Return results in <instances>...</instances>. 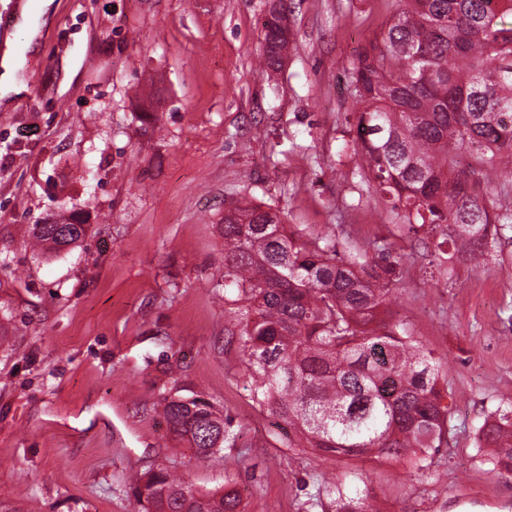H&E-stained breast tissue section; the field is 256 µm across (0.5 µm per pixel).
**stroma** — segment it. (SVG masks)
Here are the masks:
<instances>
[{"label":"stroma","mask_w":512,"mask_h":512,"mask_svg":"<svg viewBox=\"0 0 512 512\" xmlns=\"http://www.w3.org/2000/svg\"><path fill=\"white\" fill-rule=\"evenodd\" d=\"M0 0V52L24 51L0 101V512H137L128 477L173 464L245 512H304L318 481L362 474L381 512H512L478 427L512 403V240L481 266L430 271L400 238L404 319L444 364L453 429L434 477L408 461L317 459L253 402L224 301V212L366 240L390 216L360 181L347 75L398 0H292V45L263 70L270 0H53L22 26ZM88 225L34 247L33 225ZM203 395L243 433L200 463L168 460L159 404Z\"/></svg>","instance_id":"obj_1"}]
</instances>
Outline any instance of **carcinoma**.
Segmentation results:
<instances>
[{
	"label": "carcinoma",
	"mask_w": 512,
	"mask_h": 512,
	"mask_svg": "<svg viewBox=\"0 0 512 512\" xmlns=\"http://www.w3.org/2000/svg\"><path fill=\"white\" fill-rule=\"evenodd\" d=\"M401 8L350 71L357 105L351 132L367 193L396 227L432 241L430 265L461 258L477 266L512 230V206L488 190L512 158V0H400ZM263 67L288 53L285 8L263 24ZM465 153L475 162L458 168ZM88 225L35 224L49 250L76 244ZM343 250H338L339 242ZM224 294L234 319L252 400L288 424L322 459H408L433 476L448 442L451 409L442 373L410 325L388 314L402 285L403 256L388 237L360 244L336 226L285 224L279 212L246 204L224 211ZM168 435L198 462L236 446L233 420L200 396L163 399ZM497 473H512V408L489 413L477 432ZM356 472L324 483L308 506L321 512H379ZM138 512H240L226 479L194 489L171 467L132 478Z\"/></svg>",
	"instance_id": "carcinoma-1"
}]
</instances>
